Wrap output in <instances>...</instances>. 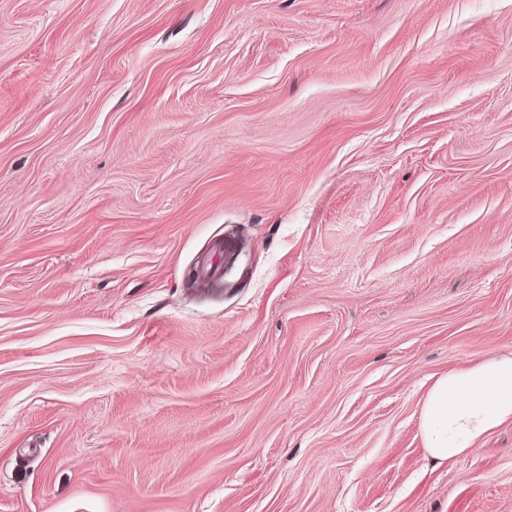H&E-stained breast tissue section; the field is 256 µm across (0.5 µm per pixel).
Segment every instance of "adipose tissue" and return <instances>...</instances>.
<instances>
[{
  "instance_id": "obj_1",
  "label": "adipose tissue",
  "mask_w": 512,
  "mask_h": 512,
  "mask_svg": "<svg viewBox=\"0 0 512 512\" xmlns=\"http://www.w3.org/2000/svg\"><path fill=\"white\" fill-rule=\"evenodd\" d=\"M419 421L425 446L439 461L462 456L485 434L512 422V354L492 355L438 377Z\"/></svg>"
}]
</instances>
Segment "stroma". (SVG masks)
<instances>
[{"label":"stroma","instance_id":"obj_1","mask_svg":"<svg viewBox=\"0 0 512 512\" xmlns=\"http://www.w3.org/2000/svg\"><path fill=\"white\" fill-rule=\"evenodd\" d=\"M511 352L512 0H0V512H512ZM419 421L425 446L439 461L462 456L485 434L512 422V354L492 355L438 377Z\"/></svg>","mask_w":512,"mask_h":512}]
</instances>
